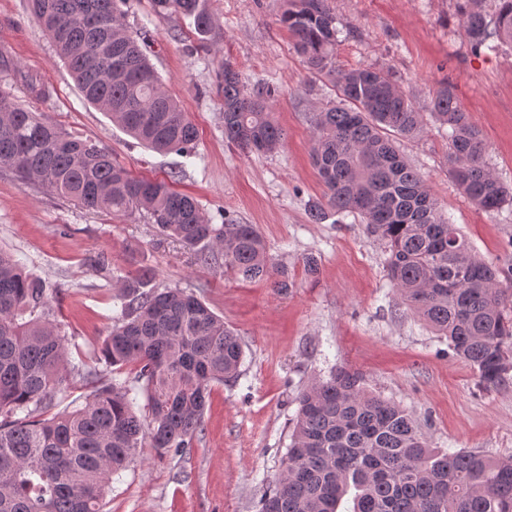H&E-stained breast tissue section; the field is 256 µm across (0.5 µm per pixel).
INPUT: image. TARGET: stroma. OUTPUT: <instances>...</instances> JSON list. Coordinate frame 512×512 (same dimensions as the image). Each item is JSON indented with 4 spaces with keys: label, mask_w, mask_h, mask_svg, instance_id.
<instances>
[{
    "label": "stroma",
    "mask_w": 512,
    "mask_h": 512,
    "mask_svg": "<svg viewBox=\"0 0 512 512\" xmlns=\"http://www.w3.org/2000/svg\"><path fill=\"white\" fill-rule=\"evenodd\" d=\"M341 31L340 68L392 73L419 109L443 80L481 131L494 174L512 186V49L473 52L456 0H331ZM212 20L199 39L192 19L155 13L130 0L129 33L147 40L163 87L198 129L194 152H151L87 105L28 0H0V81L17 101L111 152L132 174L169 182L198 200L214 224H254L293 286L244 283L223 263L195 264L146 216L110 217L84 210L0 166V248L51 295V320L68 343L72 366L94 365L120 312V286L137 270L155 272L161 288L196 293L233 328L244 356L235 381L214 385L204 430L181 455L146 448L114 476L106 512H258L291 443L297 393L339 365L360 371L368 389L407 409L431 447L512 459V379L480 386L446 338L402 304L386 277L385 244L360 218L309 216L323 187L311 164L312 116L335 101L325 77L294 51L279 18L283 0H206ZM232 63L251 85L276 90L272 117L286 131L275 153L242 152L225 142L224 85ZM49 89L32 98L16 72ZM442 210L473 250L500 269L512 267V205L475 207L448 176V138L434 121L398 143ZM105 254V269L91 258ZM316 271H309L308 259Z\"/></svg>",
    "instance_id": "1"
}]
</instances>
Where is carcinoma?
I'll return each mask as SVG.
<instances>
[{
    "mask_svg": "<svg viewBox=\"0 0 512 512\" xmlns=\"http://www.w3.org/2000/svg\"><path fill=\"white\" fill-rule=\"evenodd\" d=\"M38 23L75 79L83 99L159 153H185L197 129L162 88L147 55L125 29L128 0H29ZM457 0L462 30L475 52L512 48V0ZM174 10L207 37L204 0H152ZM280 23L308 68L331 79L338 102L314 119L311 162L325 203L310 207L359 215L386 243V276L401 299L479 383L496 388L512 372V288L493 263L478 257L440 209L396 140L424 131V113L391 74L375 66H336L340 30L329 0H284ZM275 89L250 87L224 63V139L247 152L274 153L284 132L272 119ZM430 116L448 128V174L472 204L495 211L512 189L491 171L486 144L454 86L435 87ZM0 165L95 213L144 212L202 266L224 257L244 282L269 280L282 293L292 283L271 260L253 224H211L199 202L164 180L136 177L97 143L75 138L15 103L0 85ZM144 270L124 284L122 310L101 346L104 370H77L94 390L84 404L51 417L68 383L67 338L47 319L49 294L0 251V512H105L112 476L143 448L178 455L203 431L212 387L237 378L238 335L200 298L160 288ZM134 367L146 399L135 410L132 388L112 372ZM291 443L260 512H512V460L432 448L411 414L335 369L297 396Z\"/></svg>",
    "mask_w": 512,
    "mask_h": 512,
    "instance_id": "carcinoma-1",
    "label": "carcinoma"
}]
</instances>
